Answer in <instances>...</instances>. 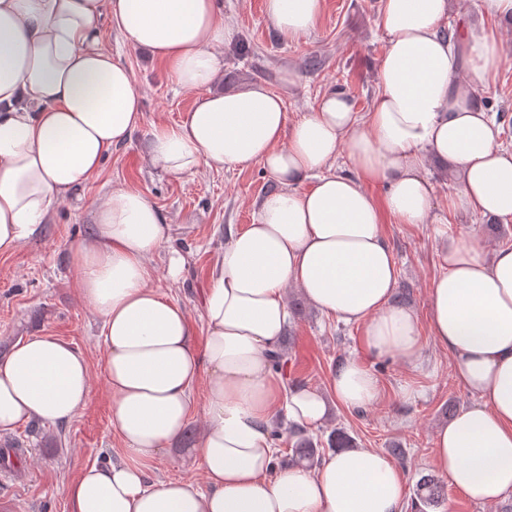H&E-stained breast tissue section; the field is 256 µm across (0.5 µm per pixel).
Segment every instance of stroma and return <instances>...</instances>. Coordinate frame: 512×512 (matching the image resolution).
I'll use <instances>...</instances> for the list:
<instances>
[{
	"mask_svg": "<svg viewBox=\"0 0 512 512\" xmlns=\"http://www.w3.org/2000/svg\"><path fill=\"white\" fill-rule=\"evenodd\" d=\"M224 12L237 29L225 45V88L264 83L282 95L289 121L312 110L330 86L346 89L357 109L369 111L376 93V70L385 52L378 26L380 0H324L313 31L300 39H284L267 20L264 0H223ZM478 0H453L447 26L471 23L475 29L496 30L504 61L491 78L492 91L482 104L501 116V138L512 143V20L483 15ZM101 46L130 66L143 93V120L126 145L113 150L101 171L67 203L58 206L41 234L10 255H0V355L17 340L45 332L78 348L91 373V393L84 408L68 422L51 425L30 422L0 437V447L22 446L21 468L0 466V502L11 512H69L65 489L82 469L104 464L123 452L122 440L110 425V408L103 379L105 348L102 326L87 311L71 284L69 246L91 231L90 201L115 188L141 191L160 209L169 224L167 248L149 260L150 284L186 310L195 328L203 326V298L211 286V271L229 231L253 221L257 200L274 187L259 165L223 170L201 169L180 176L153 169L148 161L151 131L159 123H178L198 93L180 88L150 53L124 45L110 27H103ZM317 56L318 69L306 60ZM292 82H285V73ZM433 211L445 219L447 235L432 224L385 222L384 234L398 269V290L409 291L408 301L423 338L418 367L402 359L372 361L381 385L380 401L360 410L332 407L328 420L312 429L315 440H328L332 430L346 432L358 448H373L402 470L407 483L405 503L416 499V484L431 474V442L438 426L471 403V396L454 380L451 361L434 344L428 330V293L441 271V253L449 239L471 230L483 235L489 249L512 246V223L488 232L485 225L448 209L457 185L431 164ZM185 260L178 280L166 267L170 250ZM291 318L281 349L286 354V385L304 384L328 391L335 368L348 358H364L362 328L324 316L290 293ZM207 384L198 381L186 430L178 443L151 467L152 479H183L203 483L192 448L205 424Z\"/></svg>",
	"mask_w": 512,
	"mask_h": 512,
	"instance_id": "35a3bbf8",
	"label": "stroma"
}]
</instances>
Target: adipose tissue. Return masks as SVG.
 <instances>
[{"label": "adipose tissue", "instance_id": "adipose-tissue-1", "mask_svg": "<svg viewBox=\"0 0 512 512\" xmlns=\"http://www.w3.org/2000/svg\"><path fill=\"white\" fill-rule=\"evenodd\" d=\"M323 5L265 0V12L293 40L314 28ZM448 9V0H382L387 45L369 111L333 87L291 122L264 84L216 89L234 35L221 0H0V255L34 238L142 121L130 68L99 44L105 18L125 45L149 50L179 85L200 92L180 122L153 128L154 169L256 163L277 185L252 224L228 234L200 345L185 310L149 284L147 262L169 238L159 208L128 188L91 203L90 235L69 248L72 284L102 323L110 424L125 448L67 486L70 512H400L405 478L381 452L347 448L313 467L281 464L271 438L277 411L312 429L330 402L350 410L378 402L376 373L345 360L327 397L286 387L272 366L291 287L321 313L362 325L368 356L416 364L418 320L393 301L398 271L382 222L435 223L430 160L448 163L458 183L450 208L512 223V145L480 102L502 48L467 28L459 56L440 32ZM342 155L352 171H337ZM376 183L383 199L367 190ZM442 267L429 290L430 336L475 401L437 430L431 460L465 499L492 504L512 496V247L490 253L471 234L448 245ZM202 377L206 422L193 453L203 484L149 482ZM90 391L88 362L72 345L49 334L16 342L0 358V437L32 420L68 421Z\"/></svg>", "mask_w": 512, "mask_h": 512}]
</instances>
